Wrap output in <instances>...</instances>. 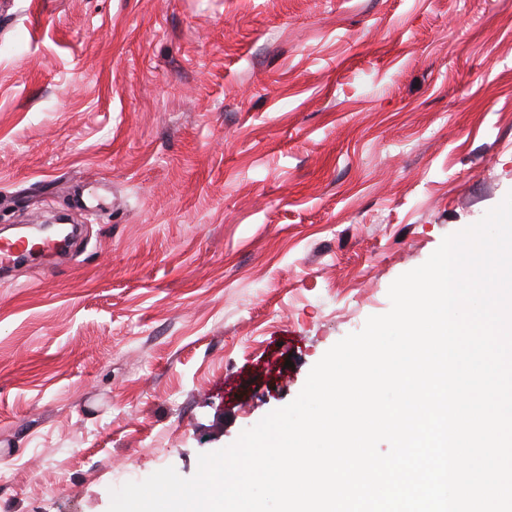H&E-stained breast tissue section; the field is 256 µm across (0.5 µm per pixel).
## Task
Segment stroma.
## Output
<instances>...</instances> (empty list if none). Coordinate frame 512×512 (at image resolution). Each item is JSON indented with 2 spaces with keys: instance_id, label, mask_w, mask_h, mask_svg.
Returning a JSON list of instances; mask_svg holds the SVG:
<instances>
[{
  "instance_id": "stroma-1",
  "label": "stroma",
  "mask_w": 512,
  "mask_h": 512,
  "mask_svg": "<svg viewBox=\"0 0 512 512\" xmlns=\"http://www.w3.org/2000/svg\"><path fill=\"white\" fill-rule=\"evenodd\" d=\"M512 192V0H0V512L237 440ZM26 244L29 243L27 237H23ZM25 243L20 241H10L0 246V267L6 269L14 266L28 251ZM31 257H38L41 254V244L35 243L27 252Z\"/></svg>"
}]
</instances>
